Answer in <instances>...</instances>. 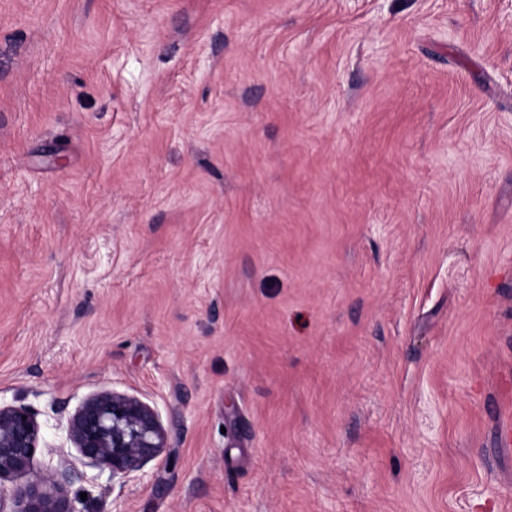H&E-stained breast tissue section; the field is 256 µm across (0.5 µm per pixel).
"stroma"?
I'll list each match as a JSON object with an SVG mask.
<instances>
[{"label": "stroma", "mask_w": 512, "mask_h": 512, "mask_svg": "<svg viewBox=\"0 0 512 512\" xmlns=\"http://www.w3.org/2000/svg\"><path fill=\"white\" fill-rule=\"evenodd\" d=\"M16 401L83 512H512V0H0ZM66 440L84 463L112 480H125L171 448L158 409L136 395L102 390L67 419Z\"/></svg>", "instance_id": "stroma-1"}]
</instances>
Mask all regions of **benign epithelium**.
<instances>
[{"instance_id": "7a95c632", "label": "benign epithelium", "mask_w": 512, "mask_h": 512, "mask_svg": "<svg viewBox=\"0 0 512 512\" xmlns=\"http://www.w3.org/2000/svg\"><path fill=\"white\" fill-rule=\"evenodd\" d=\"M38 412L22 403H0V512H79L71 495L74 467L64 452L59 460L38 466L41 439ZM66 440L85 464L112 479L125 480L163 456L170 433L158 409L136 395L102 390L86 398L67 419Z\"/></svg>"}]
</instances>
